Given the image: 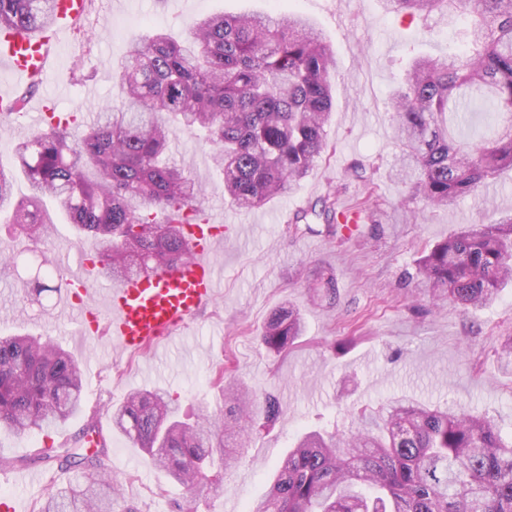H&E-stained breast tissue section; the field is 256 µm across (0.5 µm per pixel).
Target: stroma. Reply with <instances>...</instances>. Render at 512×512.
I'll return each mask as SVG.
<instances>
[{
  "label": "stroma",
  "mask_w": 512,
  "mask_h": 512,
  "mask_svg": "<svg viewBox=\"0 0 512 512\" xmlns=\"http://www.w3.org/2000/svg\"><path fill=\"white\" fill-rule=\"evenodd\" d=\"M86 12L62 43L51 45L47 70L35 99L54 98L59 112L89 121L115 103L119 81L112 62L127 41L165 27L185 35L203 14L266 12L276 3L314 21L336 54L334 107L327 127L330 151L288 194L260 208L240 211L224 197V180L211 161L202 134L175 130V162L202 186V206L223 225L224 242L214 256L222 285L214 303L186 331L131 355L106 337L81 332L78 309L65 301L70 270L79 253L95 248L91 238L60 223L45 242L8 230L11 207L0 208V241L13 263L0 271V336L17 330L51 337L79 361L84 380L82 415L64 432L46 429L16 436L0 433V494L33 512L48 492L80 480L81 472L42 471L31 480L26 460L34 446L64 450L89 413L117 404L133 390L166 392L183 415L220 400L216 372L242 379L252 391L274 392L282 417L255 421L227 435L237 451L232 468L214 463L205 499L190 504L187 493L166 479L147 456L102 419L105 454L112 468V512H242L263 490L275 465L306 428L352 430V413L408 397L430 405H463L485 413L512 431V376L498 370L500 346L512 336V288L491 306L470 313L438 305L414 278L424 245L470 224L494 223L512 210V173L448 206L414 201L416 219H406L401 195L388 173L398 152L388 112L392 86L412 54L441 55L465 42V18L429 19L388 14L379 0H86ZM366 165L372 180L347 179L348 168ZM336 187L346 206L374 197L380 223L328 239L298 236L289 229L295 212ZM334 273L336 306L313 300L310 285ZM48 285L41 295L23 284ZM297 305L306 332L287 357L268 352L259 336L272 312Z\"/></svg>",
  "instance_id": "35a3bbf8"
}]
</instances>
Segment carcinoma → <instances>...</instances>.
Wrapping results in <instances>:
<instances>
[{"instance_id": "obj_1", "label": "carcinoma", "mask_w": 512, "mask_h": 512, "mask_svg": "<svg viewBox=\"0 0 512 512\" xmlns=\"http://www.w3.org/2000/svg\"><path fill=\"white\" fill-rule=\"evenodd\" d=\"M55 0H0V27L41 34ZM389 13L428 19L460 12L468 40L444 57L415 56L394 87L392 129L400 147L395 178L408 202L446 206L512 170V0H382ZM336 58L308 19L279 9L194 20L187 37L165 28L131 40L117 64L123 96L80 128L52 126L11 145L29 194L11 224L44 239L55 199L79 231L100 246L102 275L147 273L182 260L180 234L202 188L168 154L180 127L203 131L224 174L231 206L251 210L306 178L328 143ZM332 188L294 214L296 234L333 239L347 228ZM416 277L433 299L465 309L486 307L512 283V213L491 225H469L428 245ZM330 305L336 282L314 286ZM303 332L294 309L265 323L264 346L288 351ZM214 385L224 410H203L189 423L160 391L138 390L104 408L112 429L193 498L209 484L207 468L224 453V431L258 417L282 415L277 395L260 396L219 370ZM83 405L81 370L49 337H0V430L21 435L65 425ZM349 435L310 430L277 467L250 512H512V435L466 407L433 408L396 401L360 411ZM79 467L85 482L55 489L38 512H112V472L99 454L72 445L31 462Z\"/></svg>"}]
</instances>
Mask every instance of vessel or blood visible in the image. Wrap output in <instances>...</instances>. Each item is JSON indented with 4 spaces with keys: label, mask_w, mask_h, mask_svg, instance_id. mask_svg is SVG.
<instances>
[{
    "label": "vessel or blood",
    "mask_w": 512,
    "mask_h": 512,
    "mask_svg": "<svg viewBox=\"0 0 512 512\" xmlns=\"http://www.w3.org/2000/svg\"><path fill=\"white\" fill-rule=\"evenodd\" d=\"M84 0H57L53 34H61L84 13ZM46 38L0 28V62L13 77L34 82L45 70ZM192 248L182 263L148 276H130L108 289L103 308L94 309L89 333L105 336L125 351L138 352L188 328L217 292V272L209 259L218 237L207 216L185 225Z\"/></svg>",
    "instance_id": "vessel-or-blood-1"
}]
</instances>
